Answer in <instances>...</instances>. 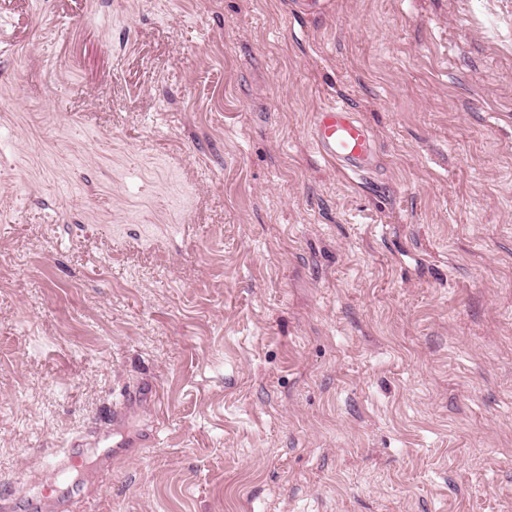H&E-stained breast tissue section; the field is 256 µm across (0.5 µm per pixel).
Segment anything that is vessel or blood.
I'll list each match as a JSON object with an SVG mask.
<instances>
[{
	"instance_id": "b4317fda",
	"label": "vessel or blood",
	"mask_w": 512,
	"mask_h": 512,
	"mask_svg": "<svg viewBox=\"0 0 512 512\" xmlns=\"http://www.w3.org/2000/svg\"><path fill=\"white\" fill-rule=\"evenodd\" d=\"M312 139L322 157L335 162L346 173L362 171L375 152L368 127L342 100L315 113Z\"/></svg>"
}]
</instances>
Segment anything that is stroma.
Returning <instances> with one entry per match:
<instances>
[{
    "mask_svg": "<svg viewBox=\"0 0 512 512\" xmlns=\"http://www.w3.org/2000/svg\"><path fill=\"white\" fill-rule=\"evenodd\" d=\"M126 392L122 455L47 469ZM1 483L512 512V0H0ZM352 112L345 101L337 100L318 110L312 123L317 150L346 174L362 171L375 152L368 127Z\"/></svg>",
    "mask_w": 512,
    "mask_h": 512,
    "instance_id": "1",
    "label": "stroma"
}]
</instances>
